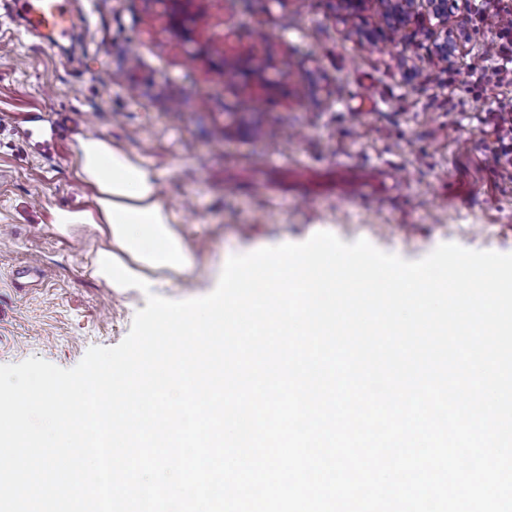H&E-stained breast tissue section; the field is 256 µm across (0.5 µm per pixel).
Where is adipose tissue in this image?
Listing matches in <instances>:
<instances>
[{"label": "adipose tissue", "mask_w": 512, "mask_h": 512, "mask_svg": "<svg viewBox=\"0 0 512 512\" xmlns=\"http://www.w3.org/2000/svg\"><path fill=\"white\" fill-rule=\"evenodd\" d=\"M77 159L81 177L99 193L96 230L104 244L90 255L93 276L119 291L145 292L192 267L155 172L100 138L80 140Z\"/></svg>", "instance_id": "1"}]
</instances>
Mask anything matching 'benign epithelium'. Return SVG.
I'll use <instances>...</instances> for the list:
<instances>
[{"label": "benign epithelium", "instance_id": "1", "mask_svg": "<svg viewBox=\"0 0 512 512\" xmlns=\"http://www.w3.org/2000/svg\"><path fill=\"white\" fill-rule=\"evenodd\" d=\"M455 6V0H384L381 18L387 30L399 33L413 22H430L428 32L435 35V51L448 58L467 39L466 31L448 27V16Z\"/></svg>", "mask_w": 512, "mask_h": 512}]
</instances>
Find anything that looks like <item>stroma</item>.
<instances>
[{"mask_svg":"<svg viewBox=\"0 0 512 512\" xmlns=\"http://www.w3.org/2000/svg\"><path fill=\"white\" fill-rule=\"evenodd\" d=\"M72 35L27 32L0 0V364L62 368L118 345L146 299L92 277L94 231H53L96 213L75 173L79 139L101 138L159 176L194 257L158 296L212 292L231 255L328 231L416 261L452 242L512 254V173L495 168L485 92L494 32L457 0L468 30L440 61L423 33L397 43L377 10L338 0H194L193 40L166 0H71ZM270 56L263 78L224 82L223 63ZM179 104H172V92ZM38 266L39 286L15 271Z\"/></svg>","mask_w":512,"mask_h":512,"instance_id":"stroma-1","label":"stroma"}]
</instances>
